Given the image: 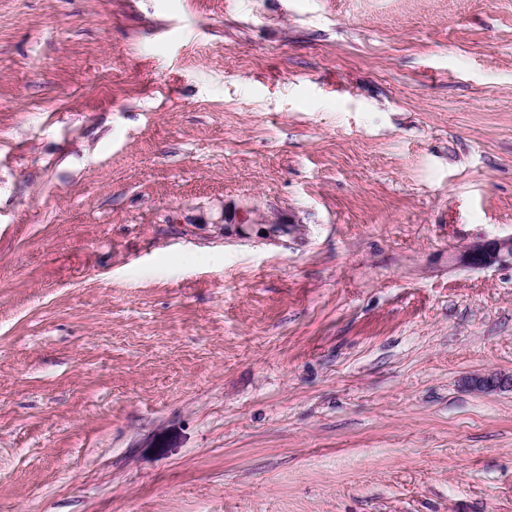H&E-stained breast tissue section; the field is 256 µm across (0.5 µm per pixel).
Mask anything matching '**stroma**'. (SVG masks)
Instances as JSON below:
<instances>
[{
  "instance_id": "1",
  "label": "stroma",
  "mask_w": 512,
  "mask_h": 512,
  "mask_svg": "<svg viewBox=\"0 0 512 512\" xmlns=\"http://www.w3.org/2000/svg\"><path fill=\"white\" fill-rule=\"evenodd\" d=\"M511 234L512 0H0V512H512ZM253 224L263 225V229L266 231V237L276 238L280 236V234L288 232V224L294 223L278 214H274V216L258 214L252 219L247 216L241 219L240 222H238L237 228L243 233H248ZM456 261L473 269L512 266V235L475 240L456 256Z\"/></svg>"
}]
</instances>
